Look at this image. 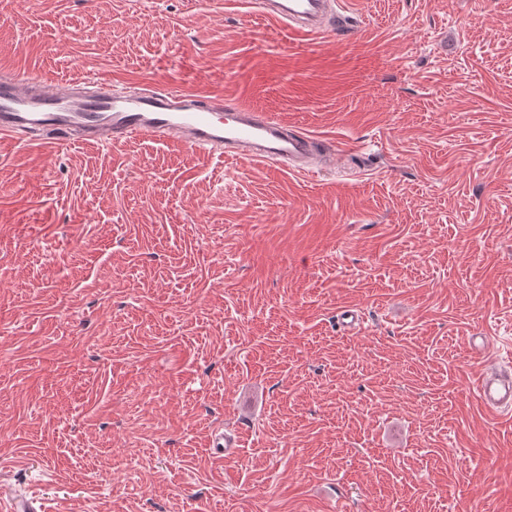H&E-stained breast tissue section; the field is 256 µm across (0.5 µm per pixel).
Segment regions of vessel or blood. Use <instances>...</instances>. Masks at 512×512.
I'll return each instance as SVG.
<instances>
[{"label": "vessel or blood", "mask_w": 512, "mask_h": 512, "mask_svg": "<svg viewBox=\"0 0 512 512\" xmlns=\"http://www.w3.org/2000/svg\"><path fill=\"white\" fill-rule=\"evenodd\" d=\"M344 0H258L266 18L309 35L335 32L341 26ZM38 132L48 143L109 144L151 137L208 150L233 159L303 175L335 169L338 154H315L314 139L266 112L225 103L213 95H188L173 88L118 90L104 79L85 88L79 79L56 83L41 77L0 71V141L24 144V135ZM478 351L487 362L475 380L481 407L497 415L512 410V370L504 369L490 337H481ZM237 431L212 435L208 447L215 460L238 453Z\"/></svg>", "instance_id": "1"}]
</instances>
